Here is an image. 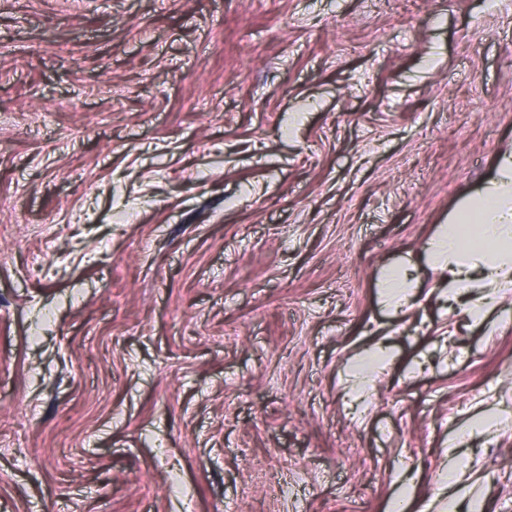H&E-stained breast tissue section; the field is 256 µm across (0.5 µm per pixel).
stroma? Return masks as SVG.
I'll use <instances>...</instances> for the list:
<instances>
[{
    "label": "stroma",
    "mask_w": 512,
    "mask_h": 512,
    "mask_svg": "<svg viewBox=\"0 0 512 512\" xmlns=\"http://www.w3.org/2000/svg\"><path fill=\"white\" fill-rule=\"evenodd\" d=\"M507 154L512 0H0V512H512ZM427 262L445 272L448 299L474 288H487L468 312L485 323L502 290L512 288V158L505 156L498 177L474 201L458 223L443 225L426 254ZM408 276L401 269L393 268L387 274L383 282L384 296L390 306L396 310L407 304ZM380 356L381 353L371 354L368 357L361 359L356 365L355 376L357 378L358 388L355 392L357 400L364 401L366 395L368 394V386L370 384V370L375 364V361Z\"/></svg>",
    "instance_id": "1"
}]
</instances>
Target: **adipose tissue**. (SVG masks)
<instances>
[{"instance_id": "1", "label": "adipose tissue", "mask_w": 512, "mask_h": 512, "mask_svg": "<svg viewBox=\"0 0 512 512\" xmlns=\"http://www.w3.org/2000/svg\"><path fill=\"white\" fill-rule=\"evenodd\" d=\"M426 259L443 271L449 297L475 293L469 312L486 321L498 294L512 288V158H502L468 215L442 226Z\"/></svg>"}]
</instances>
